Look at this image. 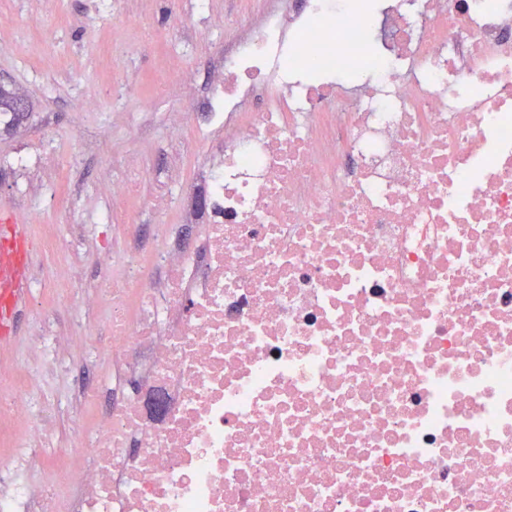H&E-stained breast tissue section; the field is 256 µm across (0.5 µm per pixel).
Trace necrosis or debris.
I'll list each match as a JSON object with an SVG mask.
<instances>
[{
	"label": "necrosis or debris",
	"instance_id": "1",
	"mask_svg": "<svg viewBox=\"0 0 512 512\" xmlns=\"http://www.w3.org/2000/svg\"><path fill=\"white\" fill-rule=\"evenodd\" d=\"M222 68L194 247L95 258L131 390L0 512H512V0H265Z\"/></svg>",
	"mask_w": 512,
	"mask_h": 512
}]
</instances>
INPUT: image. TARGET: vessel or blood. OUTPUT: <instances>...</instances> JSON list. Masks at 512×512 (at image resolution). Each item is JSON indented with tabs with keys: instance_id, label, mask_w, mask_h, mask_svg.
Instances as JSON below:
<instances>
[{
	"instance_id": "1",
	"label": "vessel or blood",
	"mask_w": 512,
	"mask_h": 512,
	"mask_svg": "<svg viewBox=\"0 0 512 512\" xmlns=\"http://www.w3.org/2000/svg\"><path fill=\"white\" fill-rule=\"evenodd\" d=\"M29 238L24 225L10 214L0 215V273L10 276V288L0 294V332L10 333L26 300Z\"/></svg>"
}]
</instances>
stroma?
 <instances>
[{
	"label": "stroma",
	"mask_w": 512,
	"mask_h": 512,
	"mask_svg": "<svg viewBox=\"0 0 512 512\" xmlns=\"http://www.w3.org/2000/svg\"><path fill=\"white\" fill-rule=\"evenodd\" d=\"M263 0H0V86L27 105L0 116V212L12 213L32 239L56 233L55 249L32 257L29 307L0 345V370L30 372L36 405L52 404L41 452L55 457L90 429L80 405L85 387H122L103 351V332L81 345L75 325H94L98 295L112 275L100 254L148 252L160 240L191 244L202 220V166L219 142L204 125L172 137L182 112H208L225 20H256ZM29 157L27 166L14 164ZM142 170L133 198L113 204V177ZM170 200L169 209L150 199ZM137 232L128 237L126 222ZM50 316L48 361L32 351Z\"/></svg>",
	"instance_id": "35a3bbf8"
}]
</instances>
